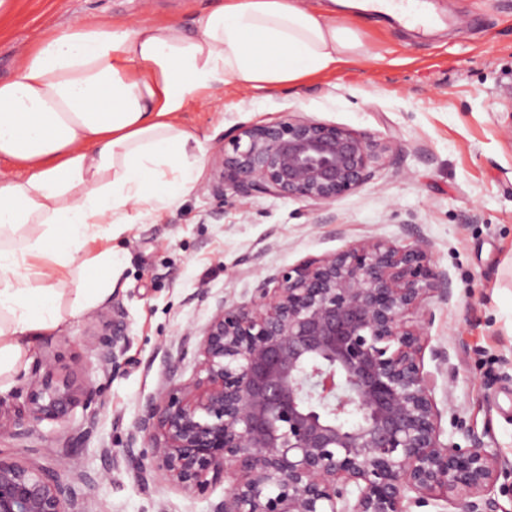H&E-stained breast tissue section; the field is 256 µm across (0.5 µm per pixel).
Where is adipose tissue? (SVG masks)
Returning <instances> with one entry per match:
<instances>
[{
  "mask_svg": "<svg viewBox=\"0 0 512 512\" xmlns=\"http://www.w3.org/2000/svg\"><path fill=\"white\" fill-rule=\"evenodd\" d=\"M355 0H220L194 30L175 20L87 17L46 32L0 82V156L25 171L0 182V384L66 319L106 303L123 257L92 243L193 190L204 161L182 114L215 90H271L370 60L337 18ZM86 262L91 288L67 269Z\"/></svg>",
  "mask_w": 512,
  "mask_h": 512,
  "instance_id": "1",
  "label": "adipose tissue"
}]
</instances>
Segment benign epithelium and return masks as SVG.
I'll return each mask as SVG.
<instances>
[{"mask_svg":"<svg viewBox=\"0 0 512 512\" xmlns=\"http://www.w3.org/2000/svg\"><path fill=\"white\" fill-rule=\"evenodd\" d=\"M391 150L290 113L240 125L224 136L220 194L303 200L326 212ZM411 239L348 242L261 275L249 299H224L204 326L186 329L180 354L194 350L196 371L144 401L123 448L140 486L161 476L203 495L222 481L224 498L210 512H410L431 500L496 512L498 454L473 433L464 448L442 440L423 354L427 300L448 301L451 289L430 243L414 231ZM105 318L96 359L113 372L124 312ZM97 393L46 363L13 413L0 400V436L64 423L80 396ZM85 479L0 452V512H87L75 488Z\"/></svg>","mask_w":512,"mask_h":512,"instance_id":"obj_1","label":"benign epithelium"}]
</instances>
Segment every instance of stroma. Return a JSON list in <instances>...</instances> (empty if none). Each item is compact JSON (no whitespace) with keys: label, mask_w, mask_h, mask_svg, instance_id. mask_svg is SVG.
<instances>
[{"label":"stroma","mask_w":512,"mask_h":512,"mask_svg":"<svg viewBox=\"0 0 512 512\" xmlns=\"http://www.w3.org/2000/svg\"><path fill=\"white\" fill-rule=\"evenodd\" d=\"M440 26L422 35L397 23L359 29L372 61L302 86L228 90L190 105L184 122L205 135V162L195 188L165 210L140 217L117 239L124 270L110 303L46 334L25 357L15 381L0 390L21 404L34 370L51 363L59 376L93 380L100 392L80 401L63 424L42 423L24 438H0V451L46 467L87 475L78 484L88 512H210L223 485L207 494L158 481L143 491L122 459L141 404L171 382L189 379L180 336L204 326L224 299L250 298L259 274L381 238L404 246L417 230L447 274L452 298H432L426 371L435 373L442 427L454 439L480 435L506 465L498 512H512V0H431ZM0 14V81L50 26L86 17L134 21L178 19L185 26L215 0H11ZM346 127L390 142L373 179L329 213L308 202L272 196L223 201L224 134L286 113ZM120 306L127 343L116 374L98 370L94 344L102 315ZM448 354L438 371L434 350ZM96 427L78 431L86 416ZM111 449L104 457L103 449Z\"/></svg>","instance_id":"1"}]
</instances>
